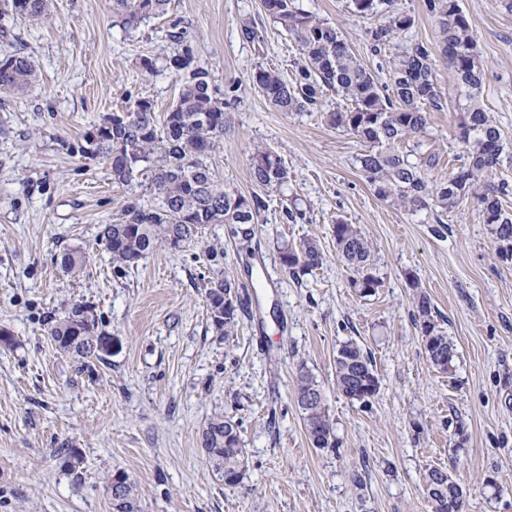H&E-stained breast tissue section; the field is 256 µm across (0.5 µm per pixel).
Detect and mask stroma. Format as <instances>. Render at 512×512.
<instances>
[{
  "instance_id": "1",
  "label": "stroma",
  "mask_w": 512,
  "mask_h": 512,
  "mask_svg": "<svg viewBox=\"0 0 512 512\" xmlns=\"http://www.w3.org/2000/svg\"><path fill=\"white\" fill-rule=\"evenodd\" d=\"M484 70L483 103L505 150L499 176L512 183V11L500 0H459ZM335 24L380 85L390 63L419 42L437 44L425 0H400L414 19L388 46L367 36L377 16L348 0H297ZM252 21L264 41L240 36ZM184 33L199 65L231 102L232 123L208 163L219 184L256 193L248 159L264 145L289 172L268 196L246 256L221 224L195 242L159 245L120 270L100 238L129 191L107 161L70 154L67 143L134 99L164 115L178 96L174 73L141 61L176 47ZM37 63L25 95L0 93V512H110L114 472L135 482L140 512H431L427 468L448 469L465 491L464 512H512V261L500 260L476 197L455 209L408 211L374 195L357 169L365 145L336 131L324 113L346 99L324 94L307 112L275 111L254 87L259 68L294 79L302 57L266 15L262 0H171L167 14L138 29L112 22L111 0H53L44 21L19 17L0 0V59ZM440 105L423 137L400 143L410 161L435 156L430 179L454 172L463 153L458 81L433 59ZM308 223L287 222L290 206ZM361 228L381 286L356 295L332 234L337 219ZM316 239L323 265L293 280L277 244ZM84 254L65 272V252ZM256 287L236 332L216 335L205 299L218 275ZM426 292L456 346L449 372L430 363L413 321L415 289ZM90 306L114 347L104 360L58 350L48 334L72 303ZM368 351L379 378L369 404L336 388V351L347 340ZM323 390L336 451L312 448L294 403L296 371ZM240 423L247 450L242 483L225 486L204 457L209 419ZM79 458L76 470L65 456Z\"/></svg>"
}]
</instances>
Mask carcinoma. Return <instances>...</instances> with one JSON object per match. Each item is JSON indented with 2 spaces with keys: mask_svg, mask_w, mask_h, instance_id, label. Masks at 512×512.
I'll use <instances>...</instances> for the list:
<instances>
[{
  "mask_svg": "<svg viewBox=\"0 0 512 512\" xmlns=\"http://www.w3.org/2000/svg\"><path fill=\"white\" fill-rule=\"evenodd\" d=\"M51 3L23 0L22 18L46 17ZM168 4L169 0H112V15L123 28L134 29L143 20L166 13ZM349 6L359 17H382L369 30L376 47L387 45L413 24L412 16L399 7V0H349ZM263 7L266 15L294 38L304 59L293 81L272 68L253 73V85L275 111L307 112L324 92L340 94L348 106L326 113L325 122L367 146L357 158L362 177L379 199L407 210H452L476 184L484 182L485 190L478 195L483 223L490 226L499 255L512 257V213L502 204V198L509 195V183L496 180L505 146L499 128L484 108V73L475 34L459 0H426L427 10L440 29L438 49L448 59L464 97L463 118L458 125V140L465 146L462 163L448 179L432 183L424 172L432 159L413 163L398 149L402 141L426 133L427 107L438 106L432 47L417 43L393 60L388 93L360 63L335 25L299 8L295 0H263ZM172 39L179 49L166 56L164 64L181 77L182 84L178 100L166 116L158 118L150 99L137 98L122 110L126 116H137L136 120L121 119L114 112L98 124L105 129L101 138L85 135L81 142L68 147L85 159L108 160L114 182L131 191L118 222L105 224L101 230L112 264L119 269L137 265L158 244L173 237L184 244L192 242L207 224H223L235 237V226L258 224L260 212L267 207L263 196H246L215 181L207 158L223 142L230 121L229 103L214 88L209 71L196 63L184 33L178 32ZM35 81L36 64L30 57L18 54L0 63L1 93L22 95ZM249 173L264 191H278L288 185V168L268 148L252 151ZM140 189L153 194L156 205L142 203ZM333 237L341 260L352 273L351 287L361 297L375 294L381 281L373 267L369 240L341 218L333 225ZM279 256L282 268L297 281L324 261L313 240L286 243L279 248ZM84 263L85 256L78 251L61 257L62 267L70 273L80 271ZM205 297L213 331L218 336L231 335L247 303L243 289L217 276L209 281ZM414 303L419 334L434 337L428 359L446 373L455 358V345L438 325L428 294L418 293ZM49 335L60 351L81 359L100 361L109 355L108 350L97 347L106 333L85 304L75 303L55 319ZM335 367L336 386L345 398L365 404L377 395L379 379L373 359L359 343L344 342L336 352ZM295 399L311 446L332 451L338 448L321 388L302 367L297 371ZM200 445L224 485L241 483L246 449L236 420L223 416L211 419L202 431ZM114 476L121 492L109 493L112 512H138L135 483L121 471ZM446 477L445 468L425 471L424 483H439V490L429 497L432 512H462V504L448 502Z\"/></svg>",
  "mask_w": 512,
  "mask_h": 512,
  "instance_id": "cac0c4a2",
  "label": "carcinoma"
}]
</instances>
